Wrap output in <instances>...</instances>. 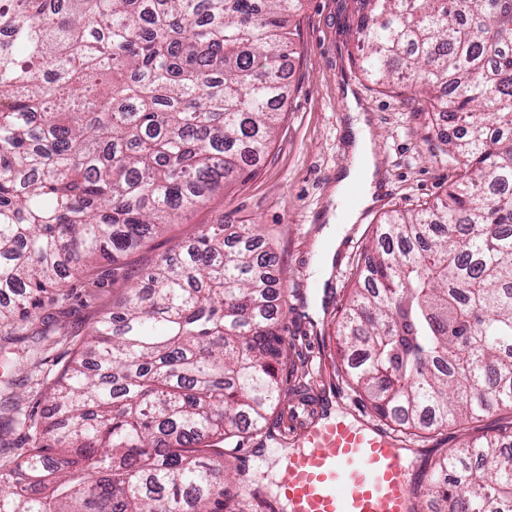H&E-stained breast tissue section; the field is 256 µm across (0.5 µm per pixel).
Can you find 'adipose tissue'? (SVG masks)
I'll list each match as a JSON object with an SVG mask.
<instances>
[{"label": "adipose tissue", "mask_w": 512, "mask_h": 512, "mask_svg": "<svg viewBox=\"0 0 512 512\" xmlns=\"http://www.w3.org/2000/svg\"><path fill=\"white\" fill-rule=\"evenodd\" d=\"M349 115V153L351 160L333 189L332 199L337 203L342 202L349 184L359 179L364 182V190L359 207L345 213L342 225L334 228L325 227L318 237L322 252V265L326 268L331 266L348 227L357 222L363 209L376 204L377 190L381 180L378 170V156L371 136V127L357 100H350Z\"/></svg>", "instance_id": "ef3b65f1"}]
</instances>
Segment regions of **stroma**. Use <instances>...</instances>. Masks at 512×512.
<instances>
[{"label": "stroma", "mask_w": 512, "mask_h": 512, "mask_svg": "<svg viewBox=\"0 0 512 512\" xmlns=\"http://www.w3.org/2000/svg\"><path fill=\"white\" fill-rule=\"evenodd\" d=\"M360 16V0H302L290 21L294 47L284 70L285 115L268 156L142 249L121 258V273L100 262L87 278L71 280L65 297L45 304L32 321L0 328V467H12L29 446L28 435L16 424L19 412L52 413L53 382L100 315L112 311L143 272L217 222L265 226L279 258L275 276L286 299L282 325L288 355L280 372L285 395L270 412L266 432L238 451L251 472L277 492L281 474L276 466L284 451L299 447L306 424L333 410L395 432V424L380 420L349 384L337 324L364 265L363 247L374 240L381 217L444 197L455 171L440 150L447 120L429 112L410 90L385 89L362 75ZM348 87L357 89L370 117L383 189L380 202L363 210L347 231L318 289L316 240L330 190L347 161V113L339 101ZM510 422L512 412L503 410L406 442L415 481H427L426 462L438 449L496 434Z\"/></svg>", "instance_id": "obj_1"}]
</instances>
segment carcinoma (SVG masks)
Segmentation results:
<instances>
[{
	"label": "carcinoma",
	"instance_id": "1",
	"mask_svg": "<svg viewBox=\"0 0 512 512\" xmlns=\"http://www.w3.org/2000/svg\"><path fill=\"white\" fill-rule=\"evenodd\" d=\"M0 327L140 248L265 153L301 0H4ZM364 73L427 93L446 198L380 224L338 333L407 431L512 410V0H363ZM210 224L146 270L55 381L58 416L0 474V512H278L238 449L279 403L276 253ZM512 424L442 448L419 493L512 512Z\"/></svg>",
	"mask_w": 512,
	"mask_h": 512
}]
</instances>
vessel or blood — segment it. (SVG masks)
Segmentation results:
<instances>
[{"instance_id": "1", "label": "vessel or blood", "mask_w": 512, "mask_h": 512, "mask_svg": "<svg viewBox=\"0 0 512 512\" xmlns=\"http://www.w3.org/2000/svg\"><path fill=\"white\" fill-rule=\"evenodd\" d=\"M407 483L406 458L393 435L326 420L305 428L278 488L289 512H420Z\"/></svg>"}]
</instances>
